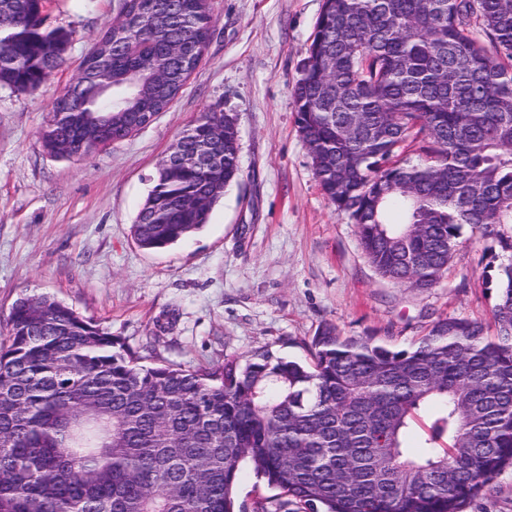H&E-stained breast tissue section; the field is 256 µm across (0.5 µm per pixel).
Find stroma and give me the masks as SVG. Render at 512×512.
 I'll use <instances>...</instances> for the list:
<instances>
[{
    "label": "stroma",
    "mask_w": 512,
    "mask_h": 512,
    "mask_svg": "<svg viewBox=\"0 0 512 512\" xmlns=\"http://www.w3.org/2000/svg\"><path fill=\"white\" fill-rule=\"evenodd\" d=\"M215 34L172 106L125 140L79 160L43 149L55 98L115 21L121 0H48L49 26L74 33L36 92L0 87V336L14 302L50 294L145 356L191 367L269 347L307 360L325 322L405 348L438 317L490 319L488 243L463 228L424 291L379 275L356 224L322 193L297 132L291 87L322 0H212ZM233 114L241 176L208 224L161 251L131 226L158 162L201 112Z\"/></svg>",
    "instance_id": "obj_1"
}]
</instances>
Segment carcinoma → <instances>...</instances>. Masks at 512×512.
I'll list each match as a JSON object with an SVG mask.
<instances>
[{"mask_svg": "<svg viewBox=\"0 0 512 512\" xmlns=\"http://www.w3.org/2000/svg\"><path fill=\"white\" fill-rule=\"evenodd\" d=\"M109 27L112 87L77 80L42 128L81 159L124 140L122 112L171 102L182 53L200 57L208 0H157ZM46 0H0V86L35 92L72 33ZM298 132L336 210L384 278L432 287L463 226L491 241L494 330L440 317L410 348L325 323L306 363L267 348L210 367L143 364L99 323L42 294L15 301L0 340V512H236L249 469L278 497L259 512H466L512 470V0H323L292 86ZM113 124L87 137L83 105ZM224 126V139L213 140ZM132 224L144 250L180 243L238 183L236 119L213 108L176 141ZM431 410L424 449L411 422ZM443 440L444 448L433 443Z\"/></svg>", "mask_w": 512, "mask_h": 512, "instance_id": "carcinoma-1", "label": "carcinoma"}]
</instances>
